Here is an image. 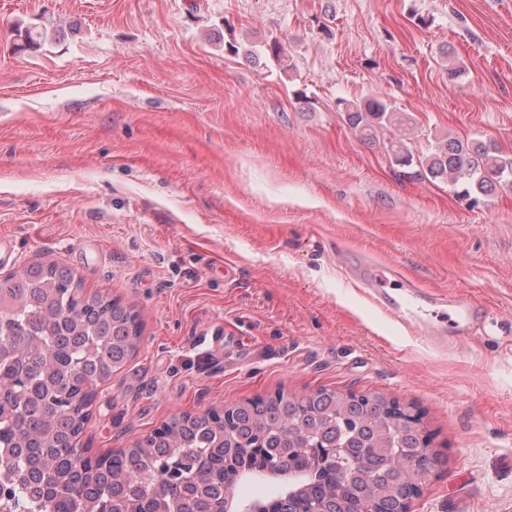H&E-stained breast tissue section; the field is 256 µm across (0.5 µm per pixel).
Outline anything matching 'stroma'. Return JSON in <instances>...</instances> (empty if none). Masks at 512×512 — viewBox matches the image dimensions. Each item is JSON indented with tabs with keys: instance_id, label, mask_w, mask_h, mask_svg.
Listing matches in <instances>:
<instances>
[{
	"instance_id": "stroma-1",
	"label": "stroma",
	"mask_w": 512,
	"mask_h": 512,
	"mask_svg": "<svg viewBox=\"0 0 512 512\" xmlns=\"http://www.w3.org/2000/svg\"><path fill=\"white\" fill-rule=\"evenodd\" d=\"M37 21L48 42L17 47ZM274 38L288 73L224 50ZM367 96L512 154V0H0V274L58 263L143 324L91 455L178 413L381 394L443 460L409 512H512V191L402 173L337 110ZM342 255L474 295L480 339L411 332Z\"/></svg>"
}]
</instances>
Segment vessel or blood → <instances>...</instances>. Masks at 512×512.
Listing matches in <instances>:
<instances>
[{
	"label": "vessel or blood",
	"instance_id": "b4317fda",
	"mask_svg": "<svg viewBox=\"0 0 512 512\" xmlns=\"http://www.w3.org/2000/svg\"><path fill=\"white\" fill-rule=\"evenodd\" d=\"M346 270L395 320L408 328L429 334L431 340H438L440 329L421 321V314L429 308L438 315H454L457 333L461 336L479 335L484 326V309L468 294L421 290L387 264L377 263L367 268L350 263Z\"/></svg>",
	"mask_w": 512,
	"mask_h": 512
}]
</instances>
